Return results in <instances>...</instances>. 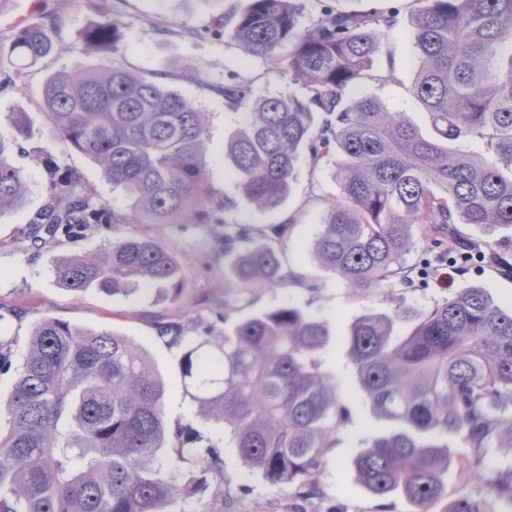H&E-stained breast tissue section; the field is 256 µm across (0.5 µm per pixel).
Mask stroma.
Here are the masks:
<instances>
[{"label":"stroma","instance_id":"stroma-1","mask_svg":"<svg viewBox=\"0 0 512 512\" xmlns=\"http://www.w3.org/2000/svg\"><path fill=\"white\" fill-rule=\"evenodd\" d=\"M246 4L247 0H0V45L4 47L9 46L20 23H36L54 13L64 18L62 29L52 37V52L27 69L22 82L7 83L6 72H0V138L6 140L27 185L23 206L0 217V337L9 340L13 363L12 369L0 372V399H8L16 368L25 356V341L40 319L53 317L98 331H114L134 340L170 385L165 403L169 431L192 426L218 451L206 482L190 504L192 512H411L405 497H375L352 472V459L378 426L360 396L354 368L343 347L329 345L317 357L321 371L339 383L349 409L343 433L326 453L328 464L315 478L275 486L261 474L247 471L230 435L197 415L194 404L178 387L182 347L160 338L156 331L158 318L165 316L181 321L191 339L206 324L227 330L248 317L289 303L328 322L333 335L341 336L366 311L389 308L388 303L361 297L347 288L336 274L320 267L312 253L324 213L339 193L334 166H314L301 159L288 197L273 211L247 201L237 186L224 157V144L238 129L239 115L225 107L217 87L241 82L249 85L257 98L304 92L302 83L282 75L272 61L246 55L232 40L233 18ZM328 5L350 11L399 9L400 22L390 32L377 62L378 69L390 71L391 76L382 82H365L359 91L378 97L390 111L405 113L421 134L433 136L429 115L412 93L411 0H304L303 25H311ZM219 17L225 22L220 29L214 25ZM109 19L120 25L123 34L124 48L114 55L79 37L85 28ZM102 65L155 73L167 89L205 115L209 180L227 203L221 223L127 224L119 230L123 236L153 238L177 256L183 280L177 298L156 285L132 295L96 289L76 292L61 286L55 277L57 263L94 251L107 239V231L77 241L57 237L37 246L23 238L31 215L48 193L47 175L40 163L43 153L79 168L87 185L104 201L116 207L125 204L122 195L102 179L97 163L50 134L41 109L43 87L50 76ZM15 113L24 115L27 136H20L11 125L9 117ZM228 223L244 224L257 232L288 225L286 237L275 245L288 279L276 286L236 288L224 275V226ZM449 273V288L477 284L500 305L512 306L511 275L479 261L464 271L450 268ZM449 288L439 287L430 274L425 285L404 289L402 295L407 303L426 309L446 297Z\"/></svg>","mask_w":512,"mask_h":512}]
</instances>
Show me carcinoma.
Instances as JSON below:
<instances>
[{"instance_id": "carcinoma-1", "label": "carcinoma", "mask_w": 512, "mask_h": 512, "mask_svg": "<svg viewBox=\"0 0 512 512\" xmlns=\"http://www.w3.org/2000/svg\"><path fill=\"white\" fill-rule=\"evenodd\" d=\"M412 2L414 96L435 137L377 97L355 94L364 81L383 80L374 67L381 36L399 23L397 9L327 6L302 29V0H249L232 38L303 82L306 94L255 99L244 83L218 89L243 116L224 156L243 196L268 210L289 194L302 154L314 165H334L340 195L315 241L317 261L356 293L393 303L388 312L360 316L343 338L362 396L388 424L353 459L357 479L379 498L402 494L414 512H432L449 494L444 512H497L499 502L512 505V464L490 466L485 455L493 443L512 448V309L476 285L427 310L395 293L411 287L405 256L418 239L453 265L478 256L512 270V246L472 241L458 230L469 224L491 236L512 229V0ZM61 25L50 15L0 47V65L13 67L9 82L49 54ZM81 38L114 54L123 48L115 21ZM43 98L55 136L98 163L129 205H109L79 170L44 153L49 192L25 233L32 245L122 224L222 223L203 113L155 74L76 68L49 77ZM473 142L482 150L465 149ZM25 194L24 174L0 140V216L22 206ZM250 238L243 225L224 232L236 287L289 278L271 245L238 248ZM55 276L73 291L135 293L158 282L176 297L182 291L179 259L140 236L110 238L65 258ZM402 325L408 331L396 334ZM158 328L175 343L184 338L180 321ZM331 340L327 322L282 304L188 341L180 386L202 419L230 433L244 467L273 485L293 484L322 467L349 417L338 384L312 360ZM165 394L147 353L129 337L39 320L8 400V428L0 430V512H180L199 488L181 480L182 465L205 472L215 450L200 447L188 427L176 432L175 455H161ZM460 433L471 452L455 461L440 438ZM453 466L458 484L450 493ZM479 480L490 497L467 490Z\"/></svg>"}]
</instances>
